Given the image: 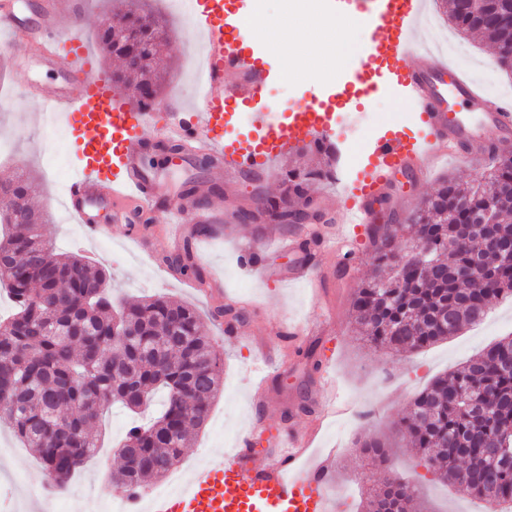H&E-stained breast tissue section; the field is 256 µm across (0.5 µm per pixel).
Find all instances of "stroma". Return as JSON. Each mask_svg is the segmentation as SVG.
<instances>
[{"mask_svg": "<svg viewBox=\"0 0 512 512\" xmlns=\"http://www.w3.org/2000/svg\"><path fill=\"white\" fill-rule=\"evenodd\" d=\"M428 16L448 35L452 44H462L469 56L461 66L469 71L489 92L512 86V73L504 71L484 38L454 31L446 12L445 0H428ZM119 0H87L86 16L78 33L93 49L102 72L117 70L119 61L109 59L98 31L103 18L112 16ZM190 26L179 18H170L165 30L167 42L161 48L169 63L168 74L158 93L159 100L181 97L188 91L196 56L190 43ZM270 63L286 72L287 80L273 84L268 95L272 111L286 112L308 97L313 87L308 71L288 68L277 48L267 37H259ZM0 61L7 71L0 76V142L14 146V155L0 159V180L17 173L29 174L37 193L34 206L45 218V232L63 252L78 250L95 266L111 275L114 296L134 301L159 294L186 303L199 313L218 356L224 361V380L207 422L190 434L188 446L176 473L194 470L200 457H213L230 451L239 438L250 430L259 436L278 435L288 427L303 428L311 420L316 406L323 371L336 378L338 397L348 411L331 419L317 446L320 450L337 449L333 462L329 496L332 512H364L369 494L381 482L383 471L361 455L358 439L372 436L385 442L392 470L415 484L419 490L415 512H484V501L464 495L454 486L443 483L429 473L420 457L403 438L397 421L410 409L416 395L436 378L456 371L471 356L512 336V298L494 301L486 320L464 327L458 334L417 352H394L371 345L358 334L352 302L357 288L371 271L372 246L369 227L354 224L349 228L348 265H341L334 254L325 252L317 258V270L324 278L322 293L312 288L285 286L282 279L296 263L304 261V252L291 254L268 249L263 255L267 277L246 273L240 266L242 250L261 238L273 244L278 237L289 235L308 238V224H288L282 228L262 227L250 223L218 224L212 233L196 236L193 225H186V237H199L201 251L196 260L208 279H220L222 290L204 295L185 286L181 279L146 261L144 250L157 255L170 251L167 212L158 208L144 221L143 245L126 236L127 227L100 219L96 233H87L82 225L69 222L58 199L59 194L78 173L79 161L73 141H65L62 170L49 174L45 156L57 149L47 126L39 120L38 104L25 97L23 90L32 82L49 80L50 75L38 63L33 48L6 45L0 36ZM406 100L389 91L353 112L340 114L341 132L332 134L336 147V172L349 173L351 161H364L375 134L400 126L409 134L420 129L418 117H406ZM490 167L480 157L446 159L436 167L430 180L415 181L403 175L395 187L389 221L404 223L421 199L433 193L442 176L450 175L463 182H473L488 175ZM153 174L162 187L163 198L181 195L187 180H195L199 194L230 197L234 207H250L253 185L240 181L235 193H228L226 181L213 176H197L193 158H175L155 167ZM247 302L245 320L237 324L236 336L225 333V318L215 316L216 307L226 298ZM317 320L318 329L309 338L289 341V323ZM268 345L270 356L278 363L271 367L263 411H255L250 399L254 366L261 345ZM373 402L376 413L367 426L352 424L350 411L358 403ZM130 426V418L119 406L109 407L97 427L100 448L97 455L75 474L51 501L59 512H69L71 501H80L78 512H109L114 487L109 474L121 465L116 446ZM46 480L45 472L32 449L24 447L13 431L0 425V487L12 486L22 506L19 512H46V497H34L30 488Z\"/></svg>", "mask_w": 512, "mask_h": 512, "instance_id": "obj_1", "label": "stroma"}]
</instances>
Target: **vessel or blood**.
I'll use <instances>...</instances> for the list:
<instances>
[{"label":"vessel or blood","instance_id":"1","mask_svg":"<svg viewBox=\"0 0 512 512\" xmlns=\"http://www.w3.org/2000/svg\"><path fill=\"white\" fill-rule=\"evenodd\" d=\"M186 3L203 36L202 85L188 106L166 102L161 123L155 113L131 111L118 100L111 76L98 71L93 52L72 30L78 9L65 0H44L33 22L19 15L16 0H0V29L11 43L35 46L51 70L83 76L78 92L51 82L39 97L44 118L62 119L83 157L78 177L62 193L63 207L76 223H96L95 203L105 204L118 224L152 212L158 187L145 171L149 146L176 144L205 153L214 159L218 179L244 173L260 180L288 149L330 135L338 113L391 88L418 112L423 132L412 137L393 127L372 137L347 206L318 234L319 247L338 253L347 245L348 225L373 222L378 206L390 203L397 175L424 179L441 159L478 144L469 116L456 110L459 103L478 110L501 140L512 139V98L489 94L424 41L426 0H329L334 14L361 20L367 44L334 85L317 87L309 101L285 115L263 109L267 88L280 75L244 27L250 0ZM238 112L249 115L247 132L233 128ZM167 212L175 228L188 213L195 223L219 224L224 202L192 208L176 197ZM341 411L335 381H325L320 412L308 427L288 430L263 449L254 447L250 435L241 436L236 448L192 472L179 492L150 499L147 512H331L333 457L317 454L315 443L324 422Z\"/></svg>","mask_w":512,"mask_h":512}]
</instances>
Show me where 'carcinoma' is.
<instances>
[{"label":"carcinoma","mask_w":512,"mask_h":512,"mask_svg":"<svg viewBox=\"0 0 512 512\" xmlns=\"http://www.w3.org/2000/svg\"><path fill=\"white\" fill-rule=\"evenodd\" d=\"M448 0L457 30L488 37L502 69L512 72V0ZM145 25L144 49L127 56L111 38L110 19L100 41L122 60L112 80L130 89L147 84L158 92L161 17L139 6L120 14ZM325 160L285 172V189L261 201L265 225L297 224L307 212L309 191L335 179L328 157L335 148L318 141L303 148ZM499 186L488 198L482 183L454 177L438 188L408 218L411 232L426 244L422 254L395 249L397 229L371 230L373 272L358 290L354 320L361 335L395 350H419L484 319L490 302L512 294V160L492 165ZM9 205L0 212V285L14 298V312L0 319V421H5L43 468L66 482L94 454L93 429L106 407L119 402L136 413L163 389L160 414L126 432L120 451L126 462L116 480L128 493L142 482L167 474L181 459L189 429L200 427L220 392L224 362L214 352L197 311L163 296L114 303L110 274L92 269L79 254L59 253L44 233L30 200L33 182L19 178L0 185ZM492 206L498 223H480ZM501 252L495 267L482 264L490 244ZM174 272L201 285L203 269L191 248L167 257ZM404 433L428 469L471 496L512 503V452L496 458L489 446L512 449V338L483 350L451 376L439 377L412 402L402 421ZM361 448L378 466L387 462L382 440L367 437ZM416 491L389 474L370 495L366 512H412Z\"/></svg>","instance_id":"1"}]
</instances>
